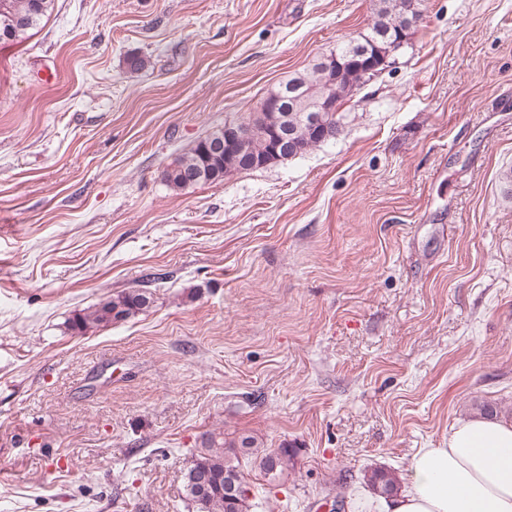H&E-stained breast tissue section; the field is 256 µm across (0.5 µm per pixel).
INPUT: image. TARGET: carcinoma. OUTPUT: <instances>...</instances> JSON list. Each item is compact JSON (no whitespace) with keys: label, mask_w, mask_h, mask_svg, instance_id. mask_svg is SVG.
Returning a JSON list of instances; mask_svg holds the SVG:
<instances>
[{"label":"carcinoma","mask_w":512,"mask_h":512,"mask_svg":"<svg viewBox=\"0 0 512 512\" xmlns=\"http://www.w3.org/2000/svg\"><path fill=\"white\" fill-rule=\"evenodd\" d=\"M0 9V43H19L30 36L41 22L49 17L54 0H6ZM421 15L418 0H378L373 22L369 30L356 39L344 41L336 46L334 53L345 56L358 50H372L382 36H396L406 20ZM372 73H352L336 83L333 93L338 107H343L368 82ZM237 123L252 127L254 134L251 148H264V124L260 113L246 112ZM179 173L162 172L166 184L182 190L188 187L184 175L195 172L205 173L211 183L224 181V159H214L206 153L204 139L195 141L185 152L176 156ZM153 293L147 288H137L101 300L88 310L74 315L69 321V330L84 333L93 327L107 328L121 321H127L147 311L153 304ZM251 454L268 483L280 481L293 454L284 448L256 449V440L242 437L226 440L210 434L203 442V448L195 455L184 479L186 496L197 512H252L255 504L250 498V489L240 469L239 454ZM366 484L373 494L385 498L395 495L399 483L392 473L376 468L365 475Z\"/></svg>","instance_id":"carcinoma-1"}]
</instances>
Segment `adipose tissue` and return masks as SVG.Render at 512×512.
I'll return each mask as SVG.
<instances>
[{"label":"adipose tissue","instance_id":"ef3b65f1","mask_svg":"<svg viewBox=\"0 0 512 512\" xmlns=\"http://www.w3.org/2000/svg\"><path fill=\"white\" fill-rule=\"evenodd\" d=\"M354 512H512V423L457 422L441 447L414 453L403 490L358 497Z\"/></svg>","mask_w":512,"mask_h":512}]
</instances>
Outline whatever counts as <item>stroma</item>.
<instances>
[{
	"label": "stroma",
	"instance_id": "1",
	"mask_svg": "<svg viewBox=\"0 0 512 512\" xmlns=\"http://www.w3.org/2000/svg\"><path fill=\"white\" fill-rule=\"evenodd\" d=\"M375 8L55 0L0 43V512H196L219 433L294 452L275 486L242 460L255 512H332L457 421H512V0H419L335 140L162 179ZM135 288L146 312L69 330ZM176 161L180 168L179 173L171 174L166 170L162 172L163 180L166 184L175 189L182 190L187 187L196 185L223 182L224 177L232 175L233 168H230L227 176L224 174V156L221 159H213L206 153L205 142L203 138L195 141L192 146L185 152L176 156ZM204 172L207 181L202 184L188 185L182 173L188 175L189 173ZM209 180V182H208Z\"/></svg>",
	"mask_w": 512,
	"mask_h": 512
}]
</instances>
